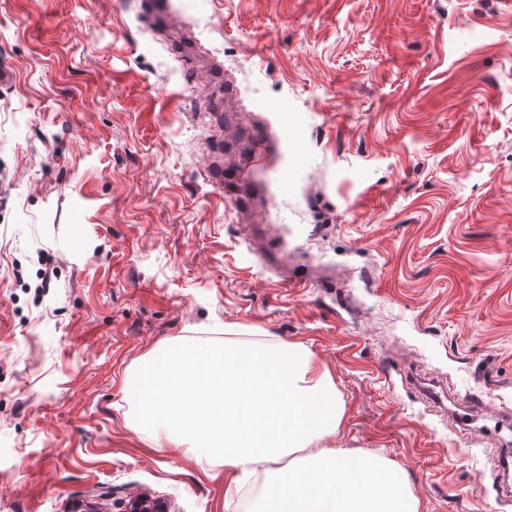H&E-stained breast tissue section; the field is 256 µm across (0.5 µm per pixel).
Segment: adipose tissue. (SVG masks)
<instances>
[{
    "label": "adipose tissue",
    "instance_id": "ef3b65f1",
    "mask_svg": "<svg viewBox=\"0 0 512 512\" xmlns=\"http://www.w3.org/2000/svg\"><path fill=\"white\" fill-rule=\"evenodd\" d=\"M125 391L152 447L228 475L227 502L257 477L269 489L258 512H421L396 462L327 447L346 424L345 404L304 345L178 338L141 356Z\"/></svg>",
    "mask_w": 512,
    "mask_h": 512
}]
</instances>
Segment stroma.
<instances>
[{
    "mask_svg": "<svg viewBox=\"0 0 512 512\" xmlns=\"http://www.w3.org/2000/svg\"><path fill=\"white\" fill-rule=\"evenodd\" d=\"M170 8L0 0V512H251L126 417L131 364L228 325L305 345L421 512H512V0ZM120 512H169L167 504L147 496L132 497L127 503L119 505Z\"/></svg>",
    "mask_w": 512,
    "mask_h": 512,
    "instance_id": "stroma-1",
    "label": "stroma"
}]
</instances>
